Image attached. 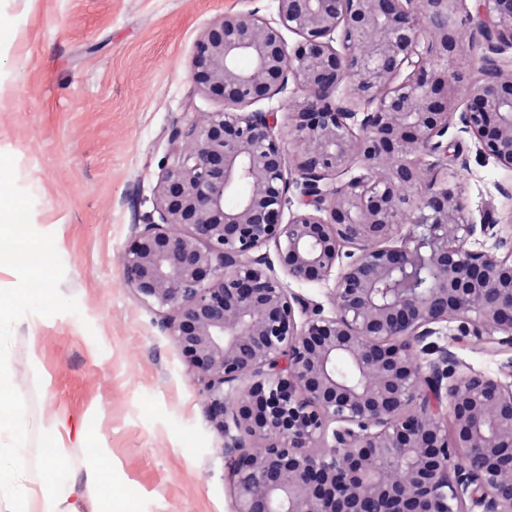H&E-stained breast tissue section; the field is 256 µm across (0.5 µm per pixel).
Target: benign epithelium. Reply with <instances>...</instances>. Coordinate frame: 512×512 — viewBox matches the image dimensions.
<instances>
[{
    "instance_id": "benign-epithelium-1",
    "label": "benign epithelium",
    "mask_w": 512,
    "mask_h": 512,
    "mask_svg": "<svg viewBox=\"0 0 512 512\" xmlns=\"http://www.w3.org/2000/svg\"><path fill=\"white\" fill-rule=\"evenodd\" d=\"M276 2L273 22H215L193 79L236 105L291 74L306 92L288 116L294 173L273 113L199 115L172 139L124 281L171 313L235 512H512V358L490 375L457 370L451 351L512 352V245L431 176L467 167L450 152L457 123L512 171V0ZM465 24L486 52L462 84ZM270 243L294 281L336 274L331 314L265 271ZM339 357L356 383L336 376Z\"/></svg>"
}]
</instances>
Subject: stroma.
<instances>
[{"mask_svg": "<svg viewBox=\"0 0 512 512\" xmlns=\"http://www.w3.org/2000/svg\"><path fill=\"white\" fill-rule=\"evenodd\" d=\"M273 20L275 0H0V153L34 198L32 224L54 236L60 289L78 314H29L13 327L10 377L26 401L24 490H39L45 449L68 458L57 492L112 460L131 512H234L224 438L184 366L163 312L122 279L121 255L153 214L172 135L223 99L191 77L197 41L223 16ZM294 82L242 105L274 113L287 168L302 150L288 115ZM468 161L451 168L473 216L512 225V173L449 131ZM69 430L48 429L44 417Z\"/></svg>", "mask_w": 512, "mask_h": 512, "instance_id": "35a3bbf8", "label": "stroma"}]
</instances>
